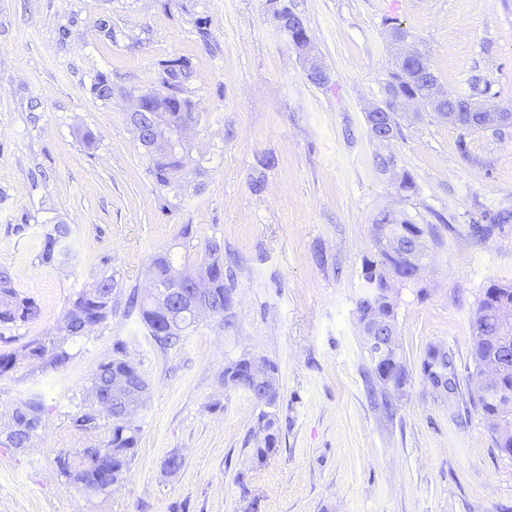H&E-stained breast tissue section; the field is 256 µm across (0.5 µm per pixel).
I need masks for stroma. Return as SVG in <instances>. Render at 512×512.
<instances>
[{
  "label": "stroma",
  "instance_id": "1",
  "mask_svg": "<svg viewBox=\"0 0 512 512\" xmlns=\"http://www.w3.org/2000/svg\"><path fill=\"white\" fill-rule=\"evenodd\" d=\"M288 3L326 84L307 79L266 0H0V268L41 308L37 321L0 326V351L44 337L77 292L116 283L111 317L63 366L23 361L0 376V424L31 396L44 406L30 447L0 431V512H243L248 495L258 512H512V458L480 410L444 403L421 377L426 350L445 348L469 388L472 316L489 284H512V126L466 130L425 114L383 146L365 112L384 96L394 22L448 93L480 82L486 102L512 111V0ZM104 12L109 38L96 28ZM179 58L202 116L198 172L162 187L121 95L158 87L163 62ZM100 72L112 101L91 90ZM383 152L413 175L414 193L380 172ZM269 156L276 165L263 168ZM383 211L437 230L430 264L394 288L409 382L389 409L370 390L357 314ZM59 222L73 258L41 264L44 232ZM16 224L27 233H11ZM185 224L197 242L223 245L234 326L200 317L164 350L125 299L148 288L156 254L188 262ZM118 338L150 390L125 480L90 498L56 458L108 435V421L83 436L72 419ZM244 356L279 367L282 442L260 466L248 454L260 407L222 378ZM174 453L184 466L171 474Z\"/></svg>",
  "mask_w": 512,
  "mask_h": 512
}]
</instances>
